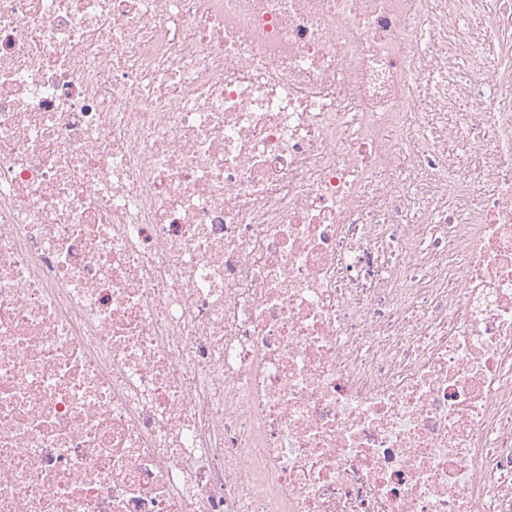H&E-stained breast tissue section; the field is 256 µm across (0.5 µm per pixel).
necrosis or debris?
Masks as SVG:
<instances>
[{"instance_id": "necrosis-or-debris-1", "label": "necrosis or debris", "mask_w": 512, "mask_h": 512, "mask_svg": "<svg viewBox=\"0 0 512 512\" xmlns=\"http://www.w3.org/2000/svg\"><path fill=\"white\" fill-rule=\"evenodd\" d=\"M0 512H512V0H0Z\"/></svg>"}]
</instances>
